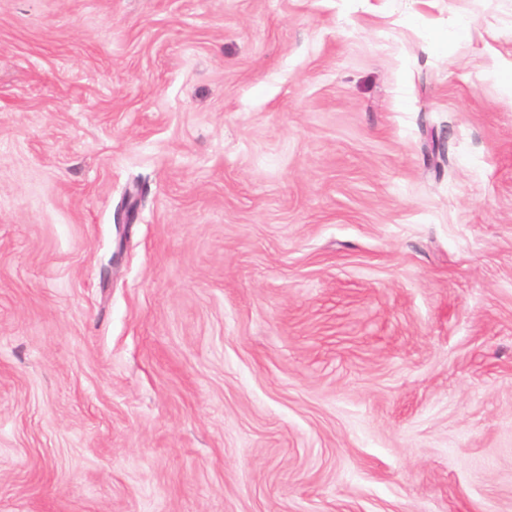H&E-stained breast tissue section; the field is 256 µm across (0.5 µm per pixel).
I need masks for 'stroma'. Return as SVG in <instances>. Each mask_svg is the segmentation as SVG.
Returning a JSON list of instances; mask_svg holds the SVG:
<instances>
[{
	"mask_svg": "<svg viewBox=\"0 0 512 512\" xmlns=\"http://www.w3.org/2000/svg\"><path fill=\"white\" fill-rule=\"evenodd\" d=\"M500 72L512 0H0V512H512Z\"/></svg>",
	"mask_w": 512,
	"mask_h": 512,
	"instance_id": "35a3bbf8",
	"label": "stroma"
}]
</instances>
